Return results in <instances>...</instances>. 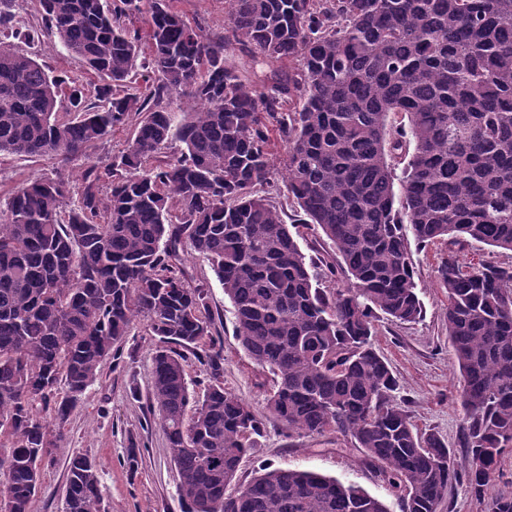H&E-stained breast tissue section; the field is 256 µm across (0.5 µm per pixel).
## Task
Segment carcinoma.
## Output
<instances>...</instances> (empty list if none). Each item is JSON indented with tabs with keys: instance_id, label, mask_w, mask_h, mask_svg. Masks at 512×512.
Listing matches in <instances>:
<instances>
[{
	"instance_id": "obj_1",
	"label": "carcinoma",
	"mask_w": 512,
	"mask_h": 512,
	"mask_svg": "<svg viewBox=\"0 0 512 512\" xmlns=\"http://www.w3.org/2000/svg\"><path fill=\"white\" fill-rule=\"evenodd\" d=\"M13 2L0 0V153L66 165L140 120L108 165L80 173L76 207L57 174L0 210V512H30L62 424L138 315L157 338L151 407L184 512H390L308 471L237 480L265 424L224 389L186 245L271 375L268 410L288 435L336 432L401 512H437L458 478L451 451L414 428L372 343L381 314L423 318L411 238L448 242L437 279L483 497L512 448V263L466 265L458 246L512 253V0H227L219 35L171 0H41L39 28L19 25ZM46 34L104 80L95 94L15 48ZM236 48L260 61L253 77L228 64ZM306 230L334 253H303ZM190 354L209 369L201 395ZM67 468L65 512H102L95 462L76 453ZM488 512H512V490Z\"/></svg>"
}]
</instances>
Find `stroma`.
Here are the masks:
<instances>
[{
    "label": "stroma",
    "instance_id": "35a3bbf8",
    "mask_svg": "<svg viewBox=\"0 0 512 512\" xmlns=\"http://www.w3.org/2000/svg\"><path fill=\"white\" fill-rule=\"evenodd\" d=\"M173 7L187 20L201 23L208 32L219 33L224 29V0H173ZM22 50L35 54L51 73L67 74L87 84L97 81L53 37H43L31 46L23 45ZM137 122V117H130L128 126L115 130L103 143L65 167L47 155L0 156V209L23 182L51 177L61 170L73 179V195H80L79 173L90 166L101 168L110 163L113 155L125 147L130 127ZM409 249L424 317L407 325L380 317L374 345L398 380L397 402L408 411L417 428L442 437L452 452L456 469L464 472L469 460L461 446V376L448 339V297L436 273L447 248L438 245L422 249L413 243ZM181 268L189 284L204 282L209 286L213 340L224 350L225 388L245 401L265 423V434L254 452L243 459L239 478H252L264 464L310 471L361 486L388 506H395L390 487L373 477L358 451L340 452V435L327 431L312 437L289 436L267 409L268 379L239 345L234 334L233 308L209 264L186 251ZM156 344L145 319L135 317L118 355L103 364L98 380L74 406L54 454L55 462L42 471V487L32 502L31 512H62L66 466L75 453L87 454L95 461L107 512H181L168 442L148 401ZM511 484L509 450L484 498H475L466 481H457L449 487L438 512H488L489 497Z\"/></svg>",
    "mask_w": 512,
    "mask_h": 512
}]
</instances>
